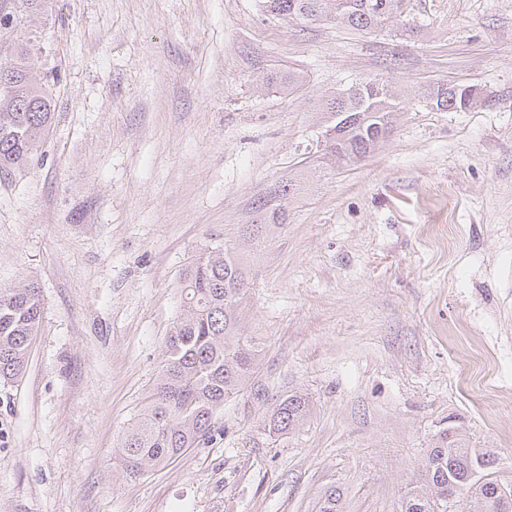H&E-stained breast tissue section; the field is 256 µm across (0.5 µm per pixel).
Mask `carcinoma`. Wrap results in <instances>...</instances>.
<instances>
[{
	"label": "carcinoma",
	"mask_w": 512,
	"mask_h": 512,
	"mask_svg": "<svg viewBox=\"0 0 512 512\" xmlns=\"http://www.w3.org/2000/svg\"><path fill=\"white\" fill-rule=\"evenodd\" d=\"M406 0H261L262 10L287 21L332 20L361 31H376L400 21ZM47 0H0V30H14L12 21L41 13ZM10 61L18 77L13 88L0 90V175L26 167L51 122L45 86L31 75V41L12 40ZM303 83L298 71L270 72L263 84L291 93ZM345 96L330 95L320 105L319 123L336 131L332 159L357 162L377 150L393 132L399 116L395 90L385 82L355 83ZM428 96L440 110L473 106L464 91L443 84ZM293 192L288 180L278 183L251 204V223L243 236L258 244L286 223L282 205ZM250 268L231 243L211 248L187 269L180 293L183 309L165 341V359L154 400L130 428L119 456L127 475L151 471L198 447L214 428L213 417L224 399L240 391L255 367L257 346L241 333V312L247 300ZM41 318L39 289L32 284L0 288V380L19 375L27 362L32 336ZM306 398L286 395L264 419L271 433L288 432L304 421ZM498 461L492 448H472L460 429L436 435L421 477L404 495L401 512H448V481L468 486L471 468L482 464L486 477L478 489L484 512H498L497 480L489 470ZM318 512H343L340 490L331 485L321 495Z\"/></svg>",
	"instance_id": "cac0c4a2"
}]
</instances>
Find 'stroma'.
<instances>
[{
  "mask_svg": "<svg viewBox=\"0 0 512 512\" xmlns=\"http://www.w3.org/2000/svg\"><path fill=\"white\" fill-rule=\"evenodd\" d=\"M409 38L264 14L258 0H50L26 29L54 116L0 177V287L42 322L0 381V512H400L440 430L463 426L512 485V0H409ZM292 69L285 94L259 87ZM401 92L361 163L320 162L324 97ZM476 86L448 112L426 90ZM297 178L288 220L244 242L249 206ZM250 263L259 353L208 443L129 477L187 267L224 241ZM307 399L290 433L263 420ZM301 72L289 70L288 72H270L263 77L262 84L267 87H276L282 92L291 93L303 83ZM263 85V87H264ZM309 411L306 398L299 395H286L278 398L264 419L269 433H285L302 424Z\"/></svg>",
  "mask_w": 512,
  "mask_h": 512,
  "instance_id": "obj_1",
  "label": "stroma"
}]
</instances>
